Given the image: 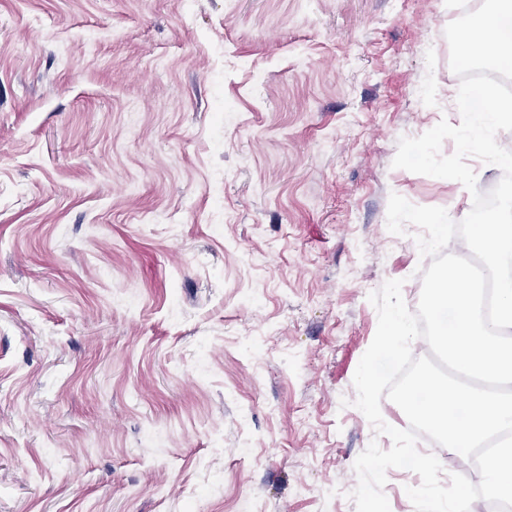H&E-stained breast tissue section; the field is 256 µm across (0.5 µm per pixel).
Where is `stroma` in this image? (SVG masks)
I'll list each match as a JSON object with an SVG mask.
<instances>
[{"instance_id": "35a3bbf8", "label": "stroma", "mask_w": 512, "mask_h": 512, "mask_svg": "<svg viewBox=\"0 0 512 512\" xmlns=\"http://www.w3.org/2000/svg\"><path fill=\"white\" fill-rule=\"evenodd\" d=\"M444 0H0V512H355L353 377L459 182Z\"/></svg>"}]
</instances>
